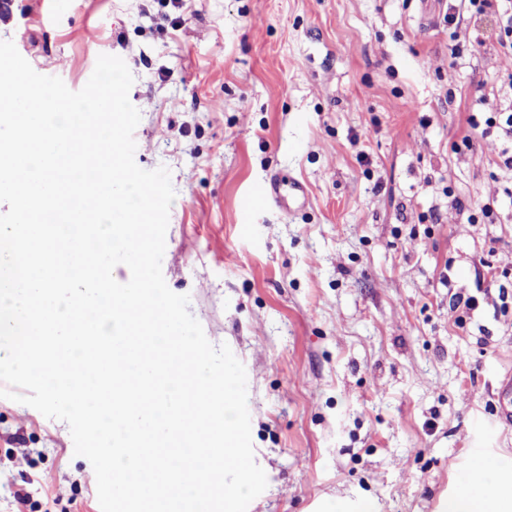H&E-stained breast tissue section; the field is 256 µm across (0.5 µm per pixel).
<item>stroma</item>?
<instances>
[{
  "instance_id": "35a3bbf8",
  "label": "stroma",
  "mask_w": 512,
  "mask_h": 512,
  "mask_svg": "<svg viewBox=\"0 0 512 512\" xmlns=\"http://www.w3.org/2000/svg\"><path fill=\"white\" fill-rule=\"evenodd\" d=\"M460 12V23L448 21ZM459 0H8L0 40L73 91L121 57L135 161L176 196L164 279L247 373V512H439L512 459V55ZM303 205L255 197L272 175ZM492 203L494 214L479 207ZM0 512H100L68 425L0 398ZM512 111L510 112H497L494 116L486 118L485 124L488 126H496L500 128L504 136L510 139V149L504 148L499 154V162L497 165L500 167L512 171Z\"/></svg>"
}]
</instances>
